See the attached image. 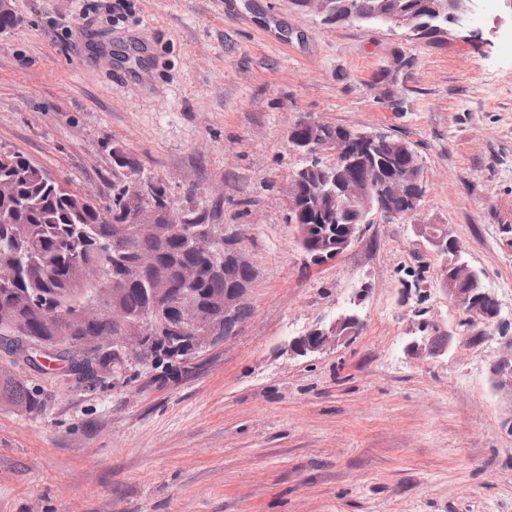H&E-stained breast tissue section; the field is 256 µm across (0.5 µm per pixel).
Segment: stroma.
Returning <instances> with one entry per match:
<instances>
[{
	"instance_id": "stroma-1",
	"label": "stroma",
	"mask_w": 512,
	"mask_h": 512,
	"mask_svg": "<svg viewBox=\"0 0 512 512\" xmlns=\"http://www.w3.org/2000/svg\"><path fill=\"white\" fill-rule=\"evenodd\" d=\"M0 32V146L106 200L123 153L176 211L204 210L256 274L238 334L173 375L131 364L76 382L0 349L41 407H0V512H512V5L414 39L336 24L296 0H12ZM381 131L423 167L418 221L366 225L336 258L304 251L290 132ZM445 226L500 314L442 286ZM337 347L289 342L344 310ZM447 339L409 349L421 324Z\"/></svg>"
}]
</instances>
